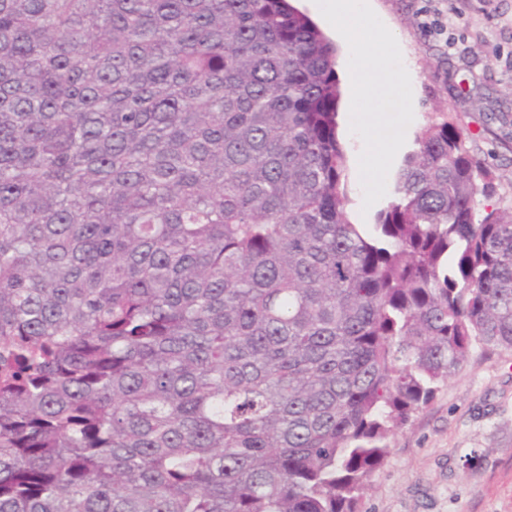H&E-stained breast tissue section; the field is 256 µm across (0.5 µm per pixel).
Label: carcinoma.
<instances>
[{"mask_svg": "<svg viewBox=\"0 0 512 512\" xmlns=\"http://www.w3.org/2000/svg\"><path fill=\"white\" fill-rule=\"evenodd\" d=\"M288 0H0V512H360L512 350V213L447 124L346 216Z\"/></svg>", "mask_w": 512, "mask_h": 512, "instance_id": "carcinoma-1", "label": "carcinoma"}]
</instances>
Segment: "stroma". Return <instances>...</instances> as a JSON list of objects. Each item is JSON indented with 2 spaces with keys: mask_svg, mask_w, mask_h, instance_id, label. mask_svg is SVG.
<instances>
[{
  "mask_svg": "<svg viewBox=\"0 0 512 512\" xmlns=\"http://www.w3.org/2000/svg\"><path fill=\"white\" fill-rule=\"evenodd\" d=\"M399 35L415 93L405 151L422 133L448 123L498 178V207L512 210V0H374ZM347 159V217L363 212L348 101L338 105ZM361 512H512V350L474 352L441 383L429 405L391 439L371 476Z\"/></svg>",
  "mask_w": 512,
  "mask_h": 512,
  "instance_id": "35a3bbf8",
  "label": "stroma"
}]
</instances>
